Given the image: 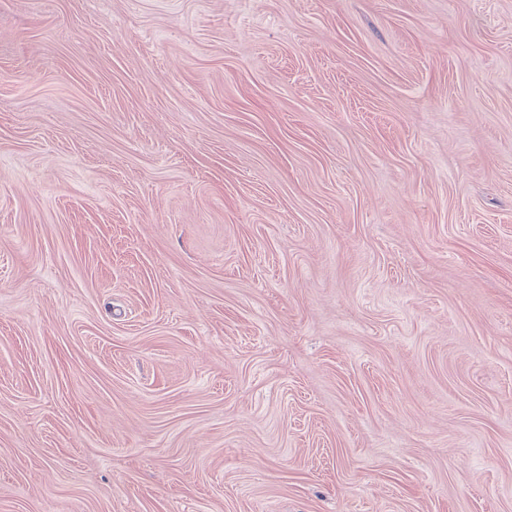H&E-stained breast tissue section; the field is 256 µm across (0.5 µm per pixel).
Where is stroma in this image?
<instances>
[{"mask_svg": "<svg viewBox=\"0 0 512 512\" xmlns=\"http://www.w3.org/2000/svg\"><path fill=\"white\" fill-rule=\"evenodd\" d=\"M0 512H512V0H0Z\"/></svg>", "mask_w": 512, "mask_h": 512, "instance_id": "35a3bbf8", "label": "stroma"}]
</instances>
